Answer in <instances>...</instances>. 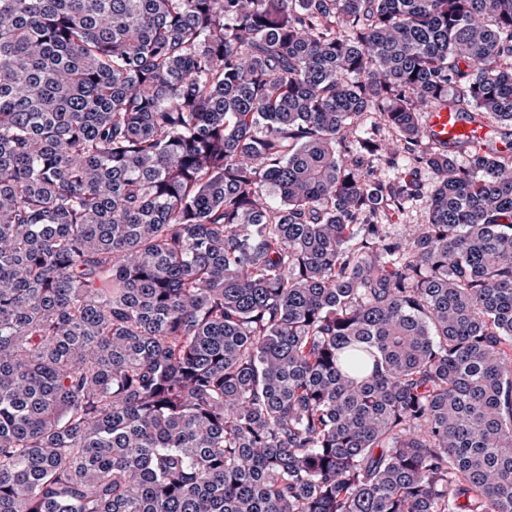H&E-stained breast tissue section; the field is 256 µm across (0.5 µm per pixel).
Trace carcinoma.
<instances>
[{"label":"carcinoma","instance_id":"1","mask_svg":"<svg viewBox=\"0 0 512 512\" xmlns=\"http://www.w3.org/2000/svg\"><path fill=\"white\" fill-rule=\"evenodd\" d=\"M422 106L512 126V0H0V512H512V155ZM425 116V135L433 140L448 142L449 146L460 141L481 143L487 139L489 127L467 122L460 112L446 107L430 109L421 112L420 120L423 124ZM374 128L379 129L378 133L385 136V142L391 141L392 133L388 126L379 117L378 112H367L355 125L353 132L358 136H367V133H371ZM432 191V181L425 176L421 197L410 203L404 214L395 215L386 224L392 237L401 241L408 240L416 227V224H425V205Z\"/></svg>","mask_w":512,"mask_h":512}]
</instances>
